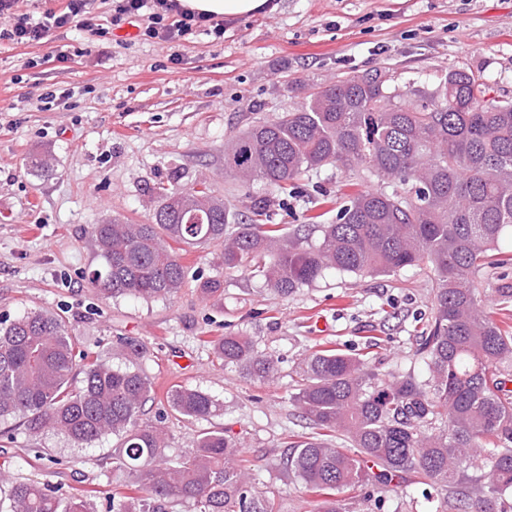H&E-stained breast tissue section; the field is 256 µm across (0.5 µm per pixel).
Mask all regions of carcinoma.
Here are the masks:
<instances>
[{"mask_svg":"<svg viewBox=\"0 0 512 512\" xmlns=\"http://www.w3.org/2000/svg\"><path fill=\"white\" fill-rule=\"evenodd\" d=\"M466 71H450L428 95L411 98L377 71L317 88L291 112L259 121L224 143V170L250 188L262 181L284 196L323 168L357 171L374 188L343 193L333 224L317 239L269 223L262 204L245 221L210 187L159 194L151 223L112 219L88 228L103 263L88 276L106 297L171 298L193 280L203 298L219 277H203L173 244L218 247L215 265L260 278L288 298L329 270L390 276L425 267L435 284L431 317L416 353L427 376L377 372L368 352L319 343L298 358L289 402L317 432L287 443L279 465L319 496L316 512H350L351 491L366 509L408 477L444 488L445 512H512V101ZM495 297L498 315L487 311ZM214 358L268 382L280 358L240 333L204 336ZM127 364L79 348L65 317L27 309L0 320V419L19 417L30 436L48 431L86 447L120 440L113 470L123 480L106 512H279L256 492L242 441L203 429L187 452H170L169 415L206 420L221 410L208 391L176 386L168 409L143 419L154 400L141 361L146 343L118 336ZM0 512H92L91 499L61 484L0 475Z\"/></svg>","mask_w":512,"mask_h":512,"instance_id":"cac0c4a2","label":"carcinoma"}]
</instances>
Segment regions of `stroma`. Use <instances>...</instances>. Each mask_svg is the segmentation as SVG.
I'll list each match as a JSON object with an SVG mask.
<instances>
[{
    "instance_id": "1",
    "label": "stroma",
    "mask_w": 512,
    "mask_h": 512,
    "mask_svg": "<svg viewBox=\"0 0 512 512\" xmlns=\"http://www.w3.org/2000/svg\"><path fill=\"white\" fill-rule=\"evenodd\" d=\"M271 11L225 21L223 36L199 30L177 44L144 36L91 40L73 27L41 43L0 38V316L30 308L63 313L80 341L110 364L118 336L143 338L155 393L199 387L223 405L207 421L170 418L172 446L186 451L198 431L222 428L241 438L258 488L280 512H311L287 471L271 468L294 435L313 431L288 401L297 360L318 342L349 350L377 337L380 374L425 366L415 327L430 317L427 269L357 278L330 271L280 298L259 280L224 274V291L205 300L183 289L145 302L96 294L89 273L102 260L87 229L117 217L151 220L160 186L207 177L236 211L266 200L274 223L296 225L323 213L331 223L349 179L333 168L310 176L285 199L263 186L253 198L224 172V142L260 118L295 109L317 85L349 74L389 70L401 89L433 90L445 74L482 76L495 97L512 100V0H272ZM67 61H60V54ZM69 97L46 106L47 87ZM49 157V170L32 159ZM243 331L281 357L275 381L244 378L213 359L202 328ZM118 438L73 447L60 434L31 440L17 419L0 422V463L15 477L44 479L46 457L80 463L58 475L65 490L92 493L104 512ZM443 490L411 483L386 494L384 512H433Z\"/></svg>"
}]
</instances>
